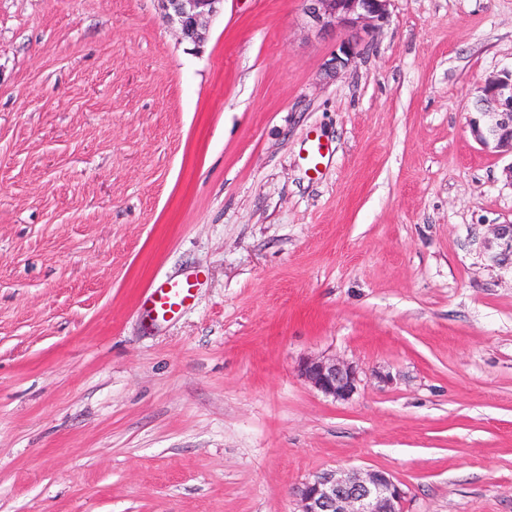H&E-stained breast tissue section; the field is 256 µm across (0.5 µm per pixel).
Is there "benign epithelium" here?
<instances>
[{
  "instance_id": "1",
  "label": "benign epithelium",
  "mask_w": 512,
  "mask_h": 512,
  "mask_svg": "<svg viewBox=\"0 0 512 512\" xmlns=\"http://www.w3.org/2000/svg\"><path fill=\"white\" fill-rule=\"evenodd\" d=\"M163 18L175 25L182 40L196 46L206 38V23L224 0H157ZM309 24L345 37L336 43L325 71L338 75L363 53L361 34H369L388 18L391 0H305ZM477 109L483 121H472L478 143L512 156V70L489 75L477 88ZM296 371L325 397L347 402L361 383L358 368L333 356L301 359ZM298 512H405L406 492L381 469L331 470L312 475L295 490Z\"/></svg>"
}]
</instances>
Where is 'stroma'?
<instances>
[{"mask_svg": "<svg viewBox=\"0 0 512 512\" xmlns=\"http://www.w3.org/2000/svg\"><path fill=\"white\" fill-rule=\"evenodd\" d=\"M207 29L0 0V512H296L352 466L406 512H512V158L469 126L512 0H392L330 81L302 0ZM321 354L362 369L350 401L298 377ZM198 280L195 272L153 282L141 302L144 313L153 321L176 319L190 306Z\"/></svg>", "mask_w": 512, "mask_h": 512, "instance_id": "1", "label": "stroma"}]
</instances>
